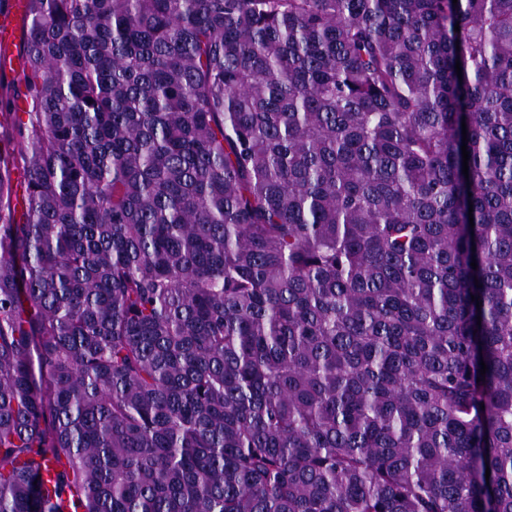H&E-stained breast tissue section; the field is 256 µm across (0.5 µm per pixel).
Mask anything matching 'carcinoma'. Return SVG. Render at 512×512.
Wrapping results in <instances>:
<instances>
[{"label":"carcinoma","instance_id":"carcinoma-1","mask_svg":"<svg viewBox=\"0 0 512 512\" xmlns=\"http://www.w3.org/2000/svg\"><path fill=\"white\" fill-rule=\"evenodd\" d=\"M26 2L0 512H512V0Z\"/></svg>","mask_w":512,"mask_h":512}]
</instances>
